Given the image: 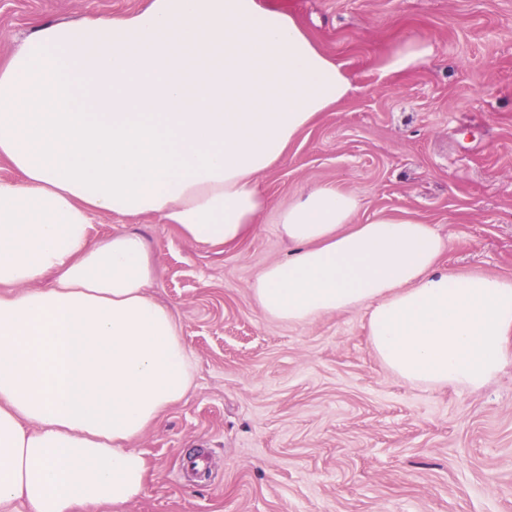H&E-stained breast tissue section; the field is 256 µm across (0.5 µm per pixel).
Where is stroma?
Returning <instances> with one entry per match:
<instances>
[{
    "label": "stroma",
    "mask_w": 512,
    "mask_h": 512,
    "mask_svg": "<svg viewBox=\"0 0 512 512\" xmlns=\"http://www.w3.org/2000/svg\"><path fill=\"white\" fill-rule=\"evenodd\" d=\"M293 13L351 83L260 179L269 207L233 245L200 248L155 216H96L156 257L152 295L179 320L196 388L134 447L147 462L126 512H512V363L477 391L386 370L363 311L264 319L250 285L292 247L279 211L305 190L356 195V223L411 216L440 263L512 276V0H263ZM146 0H0V55L45 22ZM432 54L384 74L404 48Z\"/></svg>",
    "instance_id": "obj_1"
}]
</instances>
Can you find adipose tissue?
<instances>
[{
  "label": "adipose tissue",
  "instance_id": "ef3b65f1",
  "mask_svg": "<svg viewBox=\"0 0 512 512\" xmlns=\"http://www.w3.org/2000/svg\"><path fill=\"white\" fill-rule=\"evenodd\" d=\"M351 85L289 12L261 0H148L40 25L0 58V512H120L143 492L133 444L195 385L143 238L95 240V215L160 218L200 247L237 243L260 178ZM322 185L279 213L294 251L252 282L292 324L366 311L381 364L427 388L503 369L512 277L456 274L415 218L355 223Z\"/></svg>",
  "mask_w": 512,
  "mask_h": 512
}]
</instances>
